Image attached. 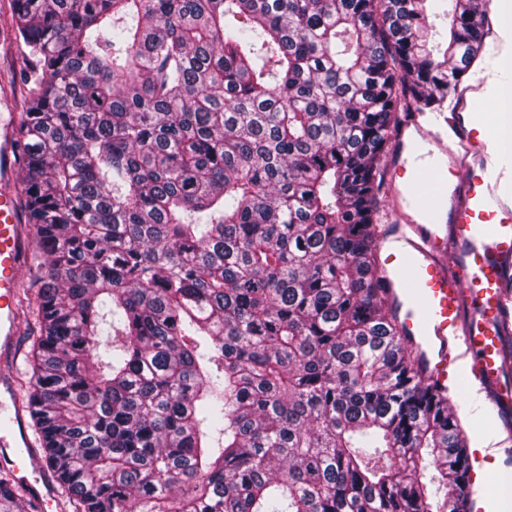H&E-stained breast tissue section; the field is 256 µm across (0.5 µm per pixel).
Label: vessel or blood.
Instances as JSON below:
<instances>
[{"instance_id":"1","label":"vessel or blood","mask_w":512,"mask_h":512,"mask_svg":"<svg viewBox=\"0 0 512 512\" xmlns=\"http://www.w3.org/2000/svg\"><path fill=\"white\" fill-rule=\"evenodd\" d=\"M501 89L477 78L447 112H419L398 136L394 222L380 237V275L424 378L482 394L512 416V156L481 117ZM13 117L0 113V359L13 356L21 274L30 236L11 179ZM30 412L0 372V470L38 512L57 500L52 474L28 434Z\"/></svg>"}]
</instances>
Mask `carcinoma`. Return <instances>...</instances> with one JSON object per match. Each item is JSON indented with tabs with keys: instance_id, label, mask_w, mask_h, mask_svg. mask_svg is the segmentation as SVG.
Here are the masks:
<instances>
[{
	"instance_id": "obj_1",
	"label": "carcinoma",
	"mask_w": 512,
	"mask_h": 512,
	"mask_svg": "<svg viewBox=\"0 0 512 512\" xmlns=\"http://www.w3.org/2000/svg\"><path fill=\"white\" fill-rule=\"evenodd\" d=\"M10 2L25 399L75 512H470L377 241L381 160L455 104L482 0Z\"/></svg>"
}]
</instances>
